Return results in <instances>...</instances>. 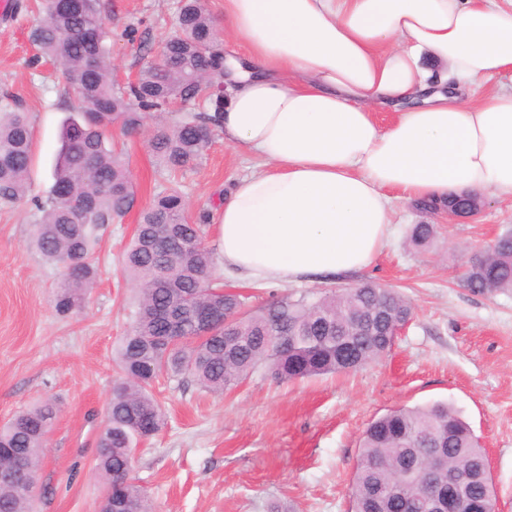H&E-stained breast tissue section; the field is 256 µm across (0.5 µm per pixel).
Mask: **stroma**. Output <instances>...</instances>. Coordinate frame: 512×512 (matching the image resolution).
Instances as JSON below:
<instances>
[{
    "label": "stroma",
    "mask_w": 512,
    "mask_h": 512,
    "mask_svg": "<svg viewBox=\"0 0 512 512\" xmlns=\"http://www.w3.org/2000/svg\"><path fill=\"white\" fill-rule=\"evenodd\" d=\"M0 16V96L19 98L33 130L32 192L45 194L70 112L58 73L39 58L28 34L35 0ZM112 29L114 77L135 79L159 57L176 25L177 0H101ZM137 29L129 40L127 29ZM145 207L164 179L145 135L112 129ZM252 161L216 134L198 165L178 178L191 217L206 215L205 241L217 245L215 218L234 180ZM33 207L0 209V425L43 399L59 412L37 476L38 512H97L98 435L116 379L114 353L135 311L120 273L136 214L104 231L99 277L87 307L60 315L59 269L28 246ZM437 224L431 247L408 241L411 225ZM512 228V202L484 198L478 215L449 222L445 212L397 206L394 234L368 269L324 283L224 285L251 306L288 296L314 298L366 281L396 289L413 317L389 354L353 372L281 383L266 367L221 395L160 378L156 395L166 427L139 445L133 475L154 512H350L349 487L367 424L388 409L452 404L487 451L499 512H512V291L477 294L463 285L471 252Z\"/></svg>",
    "instance_id": "1"
}]
</instances>
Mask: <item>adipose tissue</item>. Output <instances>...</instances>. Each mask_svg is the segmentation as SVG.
Here are the masks:
<instances>
[{
  "instance_id": "adipose-tissue-1",
  "label": "adipose tissue",
  "mask_w": 512,
  "mask_h": 512,
  "mask_svg": "<svg viewBox=\"0 0 512 512\" xmlns=\"http://www.w3.org/2000/svg\"><path fill=\"white\" fill-rule=\"evenodd\" d=\"M227 146L265 170L218 213L224 271L323 282L369 268L393 191L512 200V0H224ZM397 120L380 127L375 110Z\"/></svg>"
}]
</instances>
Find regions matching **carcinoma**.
<instances>
[{
  "label": "carcinoma",
  "instance_id": "1",
  "mask_svg": "<svg viewBox=\"0 0 512 512\" xmlns=\"http://www.w3.org/2000/svg\"><path fill=\"white\" fill-rule=\"evenodd\" d=\"M78 2L66 11L59 0H37L30 31L38 53L60 68L76 112L64 124L53 184L44 197L31 196L27 112L15 99H0V207L31 198L30 245L47 264L62 268L56 295L62 314L86 306L98 277L99 234L135 206L124 153L108 145L112 127L140 131L148 118L170 111L175 101L188 105L201 86L211 85L214 91L199 113L150 132L148 147L159 171L174 177L196 165L219 130L226 97L220 89L224 47L203 0H180L176 30L165 40L163 56L125 87L113 77L112 29L100 0ZM453 204L466 207L467 195L416 202L427 212ZM205 220L203 214L189 221L183 193L162 185L139 211L123 257L121 274L136 287L138 300L117 349L119 379L96 458L116 512H152L131 472L137 445L166 425L153 393L161 375L222 394L261 364L279 382L353 371L385 356L394 342L390 332L413 315L397 291L371 282L313 300L285 296L253 311L247 297L224 289L216 274L214 254L204 243ZM436 235L437 225L415 224L409 242L424 248ZM463 282L478 294L512 290L511 228L469 258ZM164 309L180 318L179 335H167ZM55 415L54 401L45 399L0 426V461L20 458L37 475ZM434 455L446 460L445 468L430 473L437 494L480 500L493 487L485 451L452 405L402 406L371 421L362 434L349 488L352 512H423L418 507L422 465ZM0 512H34V496L0 486Z\"/></svg>",
  "mask_w": 512,
  "mask_h": 512
}]
</instances>
